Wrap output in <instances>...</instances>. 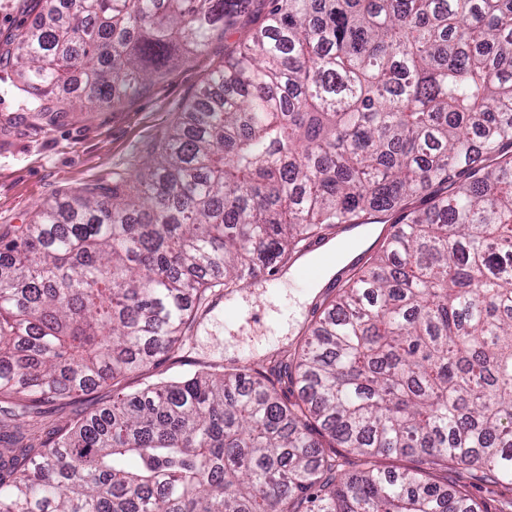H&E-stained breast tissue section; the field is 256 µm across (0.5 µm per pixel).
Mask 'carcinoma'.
Wrapping results in <instances>:
<instances>
[{
	"label": "carcinoma",
	"instance_id": "carcinoma-1",
	"mask_svg": "<svg viewBox=\"0 0 512 512\" xmlns=\"http://www.w3.org/2000/svg\"><path fill=\"white\" fill-rule=\"evenodd\" d=\"M253 0H67L5 40L26 109L109 108ZM134 180L0 227V398L18 407L180 348L208 290L342 224L400 225L279 382L197 371L0 450V512L512 509V0H269ZM345 452L336 453L334 449ZM410 456L412 471L381 460ZM448 477V479H447ZM442 481H447L450 484V480L459 482V484H465L467 490L471 496L477 501L482 502L488 512H497L498 502L496 501L497 496L491 494L489 491L492 487L487 484L472 480L469 478L468 473H451L450 475H440Z\"/></svg>",
	"mask_w": 512,
	"mask_h": 512
}]
</instances>
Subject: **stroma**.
I'll return each instance as SVG.
<instances>
[{"mask_svg": "<svg viewBox=\"0 0 512 512\" xmlns=\"http://www.w3.org/2000/svg\"><path fill=\"white\" fill-rule=\"evenodd\" d=\"M267 4L254 0L251 15L232 29L217 33L208 49L189 62L171 63L163 75L121 105L75 110L52 126L32 121L22 99L9 86L12 70L0 64V225L27 224L39 205L66 191L118 178L131 179L142 157L177 120L197 90L224 57L248 39ZM323 291L309 293L307 282L278 278L257 280L217 293L200 308L179 350L146 369L127 374L122 388L133 391L147 382L170 380L205 368L259 367L269 371L270 358L287 359L305 336ZM301 307L302 318L288 334L280 323ZM113 388L96 387L43 402L33 422L39 434L56 432L86 412L107 405Z\"/></svg>", "mask_w": 512, "mask_h": 512, "instance_id": "obj_1", "label": "stroma"}]
</instances>
